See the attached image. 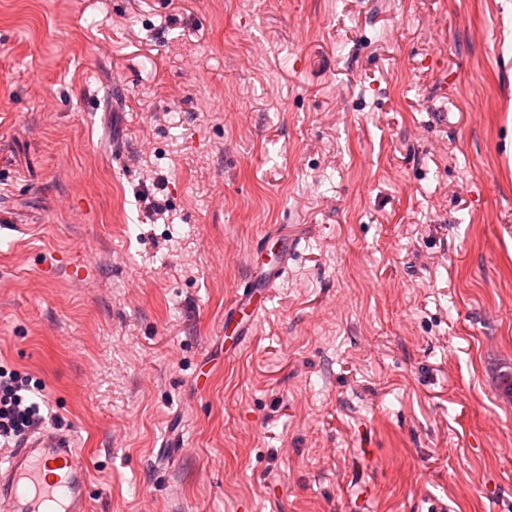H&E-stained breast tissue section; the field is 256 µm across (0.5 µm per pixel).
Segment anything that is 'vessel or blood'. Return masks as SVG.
Returning <instances> with one entry per match:
<instances>
[{"label":"vessel or blood","instance_id":"b4317fda","mask_svg":"<svg viewBox=\"0 0 512 512\" xmlns=\"http://www.w3.org/2000/svg\"><path fill=\"white\" fill-rule=\"evenodd\" d=\"M255 295L242 292L226 314L233 350L245 341L244 327L261 317ZM0 512H89L88 464L70 436L35 433L0 457Z\"/></svg>","mask_w":512,"mask_h":512}]
</instances>
